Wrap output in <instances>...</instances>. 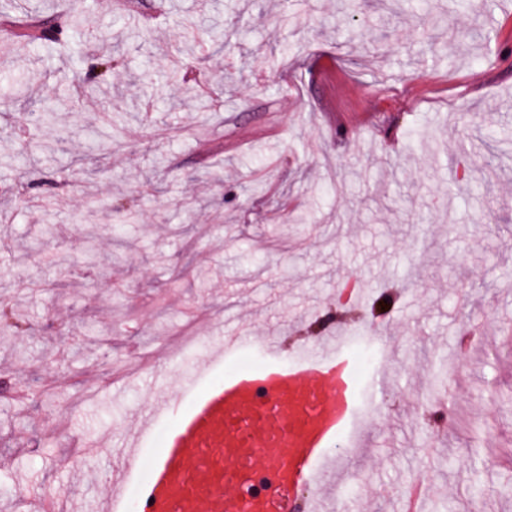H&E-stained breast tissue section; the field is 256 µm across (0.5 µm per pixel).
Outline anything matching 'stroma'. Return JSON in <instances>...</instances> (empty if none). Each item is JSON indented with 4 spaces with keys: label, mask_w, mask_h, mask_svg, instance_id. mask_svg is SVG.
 Returning a JSON list of instances; mask_svg holds the SVG:
<instances>
[{
    "label": "stroma",
    "mask_w": 512,
    "mask_h": 512,
    "mask_svg": "<svg viewBox=\"0 0 512 512\" xmlns=\"http://www.w3.org/2000/svg\"><path fill=\"white\" fill-rule=\"evenodd\" d=\"M361 6L353 40L339 0H0V302L22 321L0 512H104L128 427L168 397L138 496L224 380L181 373L241 320L291 356L347 282L397 296L349 328L385 341L389 383L323 512H404L411 482L423 512H512V0ZM75 16L83 55L121 56L78 97L70 55L24 36Z\"/></svg>",
    "instance_id": "35a3bbf8"
}]
</instances>
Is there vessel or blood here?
I'll list each match as a JSON object with an SVG mask.
<instances>
[{"instance_id":"vessel-or-blood-1","label":"vessel or blood","mask_w":512,"mask_h":512,"mask_svg":"<svg viewBox=\"0 0 512 512\" xmlns=\"http://www.w3.org/2000/svg\"><path fill=\"white\" fill-rule=\"evenodd\" d=\"M343 339L340 331L321 337L283 365L280 336L256 337L246 325L225 334L212 361L255 346L269 362L225 373L182 418L151 470L143 512H316L330 474L326 450L349 419L353 367L338 351ZM169 408L156 400L127 435V466ZM260 471L272 476V491L248 493Z\"/></svg>"}]
</instances>
